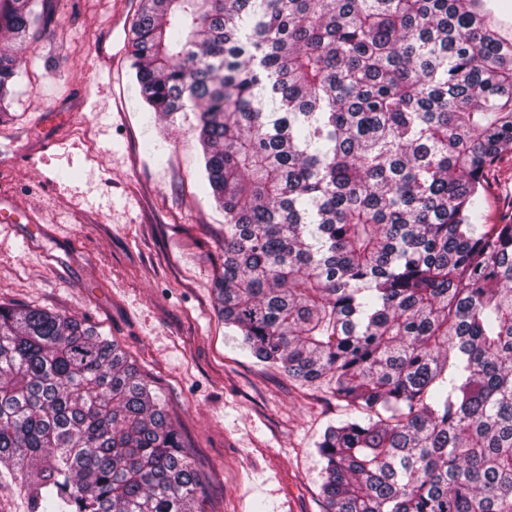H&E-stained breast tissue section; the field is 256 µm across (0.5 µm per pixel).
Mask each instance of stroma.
Returning a JSON list of instances; mask_svg holds the SVG:
<instances>
[{"instance_id": "stroma-1", "label": "stroma", "mask_w": 512, "mask_h": 512, "mask_svg": "<svg viewBox=\"0 0 512 512\" xmlns=\"http://www.w3.org/2000/svg\"><path fill=\"white\" fill-rule=\"evenodd\" d=\"M139 0H48L0 112V200L41 219L0 223V304L99 327L163 401L203 479V512H321L324 388L257 363L218 310L224 213L194 113L139 96L128 49ZM487 223L512 211V157L491 173Z\"/></svg>"}]
</instances>
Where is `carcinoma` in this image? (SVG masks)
<instances>
[{
    "instance_id": "cac0c4a2",
    "label": "carcinoma",
    "mask_w": 512,
    "mask_h": 512,
    "mask_svg": "<svg viewBox=\"0 0 512 512\" xmlns=\"http://www.w3.org/2000/svg\"><path fill=\"white\" fill-rule=\"evenodd\" d=\"M39 0H0V104ZM500 0H140L150 111L197 114L224 324L324 384V512H512V153ZM30 512H200L194 461L115 341L0 305V478ZM512 155H505V160L489 175L486 192L482 199L485 224H499L510 213L512 200Z\"/></svg>"
}]
</instances>
